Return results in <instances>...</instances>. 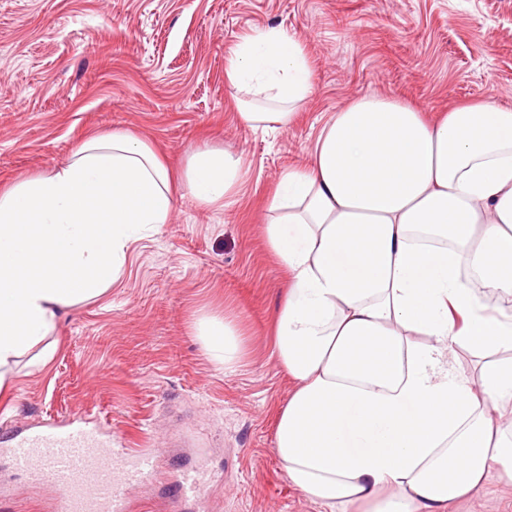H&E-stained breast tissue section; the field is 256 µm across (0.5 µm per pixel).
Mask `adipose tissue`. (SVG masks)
I'll use <instances>...</instances> for the list:
<instances>
[{"mask_svg":"<svg viewBox=\"0 0 512 512\" xmlns=\"http://www.w3.org/2000/svg\"><path fill=\"white\" fill-rule=\"evenodd\" d=\"M224 73L252 129L288 127L313 90L304 45L277 26L239 42ZM243 176L236 152L198 148L173 180L115 130L0 189V388L22 357L54 359L60 312L119 280L175 191L226 208ZM268 211L263 237L288 272L273 356L294 383L274 433L290 483L323 512H448L491 472L511 482L512 107L429 122L361 96L282 172ZM195 332L213 363L238 366L233 318L202 314ZM459 349L479 356L476 378L449 363Z\"/></svg>","mask_w":512,"mask_h":512,"instance_id":"adipose-tissue-1","label":"adipose tissue"}]
</instances>
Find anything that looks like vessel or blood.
<instances>
[{"label": "vessel or blood", "mask_w": 512, "mask_h": 512, "mask_svg": "<svg viewBox=\"0 0 512 512\" xmlns=\"http://www.w3.org/2000/svg\"><path fill=\"white\" fill-rule=\"evenodd\" d=\"M14 468L55 490V512H129L132 493L151 482L155 455L129 448L122 435L49 419L12 436Z\"/></svg>", "instance_id": "vessel-or-blood-1"}]
</instances>
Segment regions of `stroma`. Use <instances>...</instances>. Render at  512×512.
<instances>
[{"mask_svg":"<svg viewBox=\"0 0 512 512\" xmlns=\"http://www.w3.org/2000/svg\"><path fill=\"white\" fill-rule=\"evenodd\" d=\"M301 41L313 93L285 129L243 126L224 67L259 27ZM380 94L428 117L461 102L512 105V0H0V188L64 164L89 135L148 141L174 173L189 153L229 147L244 186L227 209L178 199L171 223L132 242L120 280L67 310L46 367L21 359L0 392V440L54 417L96 420L154 449L157 475L132 512H195L173 499L205 466L208 512H321L288 481L274 449L293 382L273 357L286 275L261 226L280 173L308 162L331 115ZM233 316L244 358L231 373L193 324ZM0 512H52L0 452ZM451 512H512L498 475Z\"/></svg>","mask_w":512,"mask_h":512,"instance_id":"35a3bbf8","label":"stroma"}]
</instances>
